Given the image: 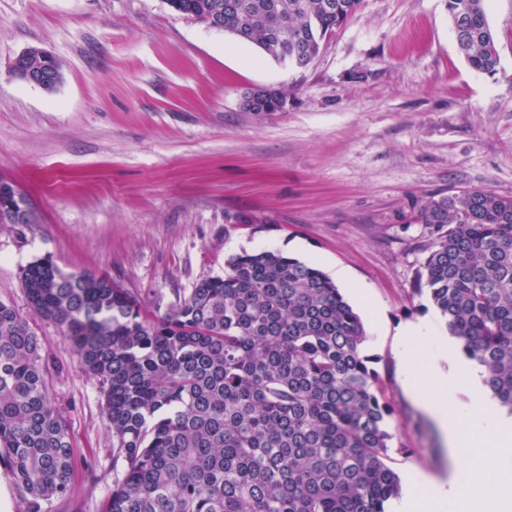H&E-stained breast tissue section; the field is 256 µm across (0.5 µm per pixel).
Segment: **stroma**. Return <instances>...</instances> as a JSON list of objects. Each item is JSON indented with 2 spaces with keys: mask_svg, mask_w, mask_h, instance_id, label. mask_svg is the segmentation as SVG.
<instances>
[{
  "mask_svg": "<svg viewBox=\"0 0 512 512\" xmlns=\"http://www.w3.org/2000/svg\"><path fill=\"white\" fill-rule=\"evenodd\" d=\"M485 8L493 76L460 54L446 0H364L304 69L166 0H0V180L30 209L0 224V301L41 340L74 450L71 494L50 512H98L124 468L97 381L27 305L20 270L40 257L107 274L161 313L230 256L300 243V261L345 268L371 294L354 309L405 448L392 468L454 474L450 448L415 427L393 343L436 311L412 290L432 238L419 204L468 187L512 196V0ZM29 47L61 62L54 91L11 77ZM261 86L286 92L282 110H244Z\"/></svg>",
  "mask_w": 512,
  "mask_h": 512,
  "instance_id": "35a3bbf8",
  "label": "stroma"
}]
</instances>
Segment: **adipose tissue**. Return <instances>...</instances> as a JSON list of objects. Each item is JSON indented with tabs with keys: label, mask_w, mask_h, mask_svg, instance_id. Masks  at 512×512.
Listing matches in <instances>:
<instances>
[{
	"label": "adipose tissue",
	"mask_w": 512,
	"mask_h": 512,
	"mask_svg": "<svg viewBox=\"0 0 512 512\" xmlns=\"http://www.w3.org/2000/svg\"><path fill=\"white\" fill-rule=\"evenodd\" d=\"M398 346L395 357L401 363L403 384L415 393L421 407L434 420L444 444L457 455H469L475 440L488 446L512 444V415L501 409L485 388L482 369L467 362L460 340L449 338L437 317L406 322L396 329ZM432 350L433 359L425 380H417L410 364L413 356ZM463 379L470 402L457 411L456 430L448 428V383ZM512 512V495L502 493L495 484L479 491L474 476L447 481L415 480L411 498L398 506V512Z\"/></svg>",
	"instance_id": "1"
}]
</instances>
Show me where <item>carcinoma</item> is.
<instances>
[{
  "instance_id": "cac0c4a2",
  "label": "carcinoma",
  "mask_w": 512,
  "mask_h": 512,
  "mask_svg": "<svg viewBox=\"0 0 512 512\" xmlns=\"http://www.w3.org/2000/svg\"><path fill=\"white\" fill-rule=\"evenodd\" d=\"M362 0H167L241 43L303 69ZM458 49L498 72L485 0H446ZM276 88L247 93L277 112ZM432 241L414 292H428L512 412V197L474 187L422 204ZM33 313L55 324L101 389L112 451L125 464L100 512H388L394 409L365 354L359 315L320 269L246 251L160 315L104 274L50 258L20 271ZM40 341L0 301V457L25 512L70 494L69 424L49 399Z\"/></svg>"
}]
</instances>
